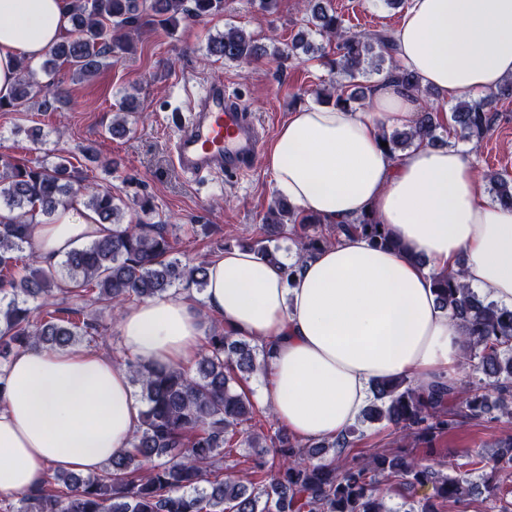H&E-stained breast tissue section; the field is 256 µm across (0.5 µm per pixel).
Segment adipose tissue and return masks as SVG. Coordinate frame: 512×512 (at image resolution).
<instances>
[{
    "instance_id": "obj_1",
    "label": "adipose tissue",
    "mask_w": 512,
    "mask_h": 512,
    "mask_svg": "<svg viewBox=\"0 0 512 512\" xmlns=\"http://www.w3.org/2000/svg\"><path fill=\"white\" fill-rule=\"evenodd\" d=\"M71 27L68 0H0V98L22 63L39 61ZM394 57L421 85L456 100L512 77V0H410L391 32ZM420 96L379 86L356 110L292 113L263 161L278 196L327 224L362 214L395 245L344 236L294 276L247 249L208 268L203 306L148 298L119 320L125 354L180 364L201 348L205 314L269 344L279 423L304 440L333 439L359 417L375 380L407 377L429 391L452 378L463 342L436 300L431 270L461 272L472 289L512 307V210L491 201L470 150L419 143L391 155L382 128L414 126ZM33 249L47 260L112 233L74 195L52 223L33 215ZM125 367L95 350L17 351L0 371V490L25 492L48 467L94 474L141 423Z\"/></svg>"
}]
</instances>
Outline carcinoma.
<instances>
[{"label":"carcinoma","mask_w":512,"mask_h":512,"mask_svg":"<svg viewBox=\"0 0 512 512\" xmlns=\"http://www.w3.org/2000/svg\"><path fill=\"white\" fill-rule=\"evenodd\" d=\"M307 6V23L326 46L313 48L301 32L288 52L275 47L272 55L295 58V50L303 46L309 59L324 62L330 78L315 90L316 100L336 107L361 105L371 88L359 81L372 75L380 76L382 84L394 83L426 99L433 96L420 87L414 73L397 64L385 32L351 34L341 16L319 0H307ZM223 11L224 0H71L77 35L51 47L45 64L62 61L73 77L88 80L107 59L129 51V26L139 18L147 16L174 30L192 17ZM207 54L250 63L262 58L266 49L245 31L229 27L209 40ZM43 91L23 65L11 98L0 101V109L21 107ZM501 96H512L511 78L482 100L457 99L451 120L462 138L478 144L487 137L497 120L489 105ZM438 130L436 110L427 105L414 127L386 131L382 141L389 152H403L418 139L441 141ZM488 180L494 200L512 208V178L495 173ZM77 193L85 196L100 223L112 225V235L73 250L56 267L18 266V254L31 246L29 217L37 211L49 222ZM124 206L112 191L85 186L64 155L36 167L0 163V210L12 215V222L0 223V357L25 348L65 350L101 339L98 321L85 315L84 308L63 310L51 301L55 290L80 300L94 295L116 309L131 300L177 294L179 286L205 291L209 260L182 261L175 256L169 225L125 224L118 219ZM261 230L263 238L253 250L270 261L280 252L276 241L290 233L297 237L300 261L349 234L375 246H397L385 226L369 214L347 224H324L283 199L271 206ZM432 280L439 303L461 330L464 364L472 367V380L465 388L446 380L422 393L404 377L380 379L361 414L364 421L385 422L402 438L428 445L452 431L459 417L480 419L494 410L512 416V309L479 297L462 282L459 271ZM61 311L70 317H56ZM267 356L266 345L211 328L193 372L181 365L126 359L131 382L140 387L145 402L141 424L128 446L94 475L53 470L19 499L13 512H392L380 492L381 483L390 479L398 481L408 505L405 512H444L450 502L469 500L472 483L445 472V463L423 464L387 449L348 460L344 449L351 446L354 427L334 440L311 444L292 440L283 427L266 434L257 431L266 408L236 386L261 371ZM241 446L252 449L248 461L258 481L246 485L229 473L222 479L214 476ZM488 464L484 491L493 510L512 493L503 489L512 478L511 434L500 441ZM51 483L68 488V493L48 490ZM427 485L432 495L415 499V490Z\"/></svg>","instance_id":"carcinoma-1"}]
</instances>
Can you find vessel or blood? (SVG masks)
I'll return each instance as SVG.
<instances>
[{
	"instance_id": "1",
	"label": "vessel or blood",
	"mask_w": 512,
	"mask_h": 512,
	"mask_svg": "<svg viewBox=\"0 0 512 512\" xmlns=\"http://www.w3.org/2000/svg\"><path fill=\"white\" fill-rule=\"evenodd\" d=\"M262 128L242 100L223 86H210L180 121L171 142L172 166L189 178L215 169L232 176L254 166L262 144Z\"/></svg>"
}]
</instances>
